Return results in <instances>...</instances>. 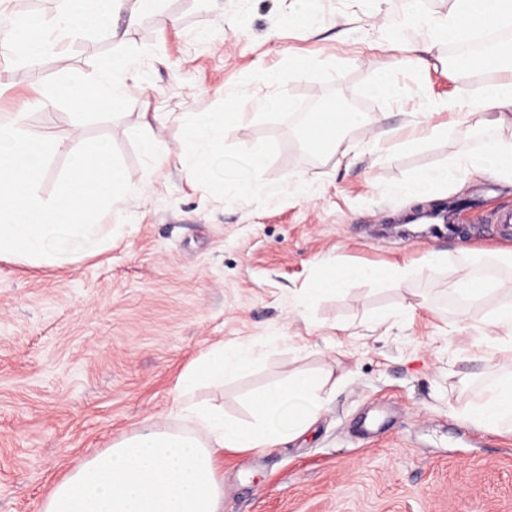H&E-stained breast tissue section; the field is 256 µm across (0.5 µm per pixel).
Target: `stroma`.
I'll use <instances>...</instances> for the list:
<instances>
[{"label": "stroma", "instance_id": "obj_1", "mask_svg": "<svg viewBox=\"0 0 512 512\" xmlns=\"http://www.w3.org/2000/svg\"><path fill=\"white\" fill-rule=\"evenodd\" d=\"M291 0H163L114 38L62 36L38 64L0 53V124L62 143L39 186L48 198L86 139L109 137L131 193L103 216L100 253L58 267L0 259V512H41L51 487L83 457L150 424L168 425L179 376L211 346L251 342L265 358L195 398L247 417L250 401L288 377L328 374L336 389L317 420L271 451L224 454V512H512V432L480 431L465 412L512 357L478 359L471 344L496 298L462 309L457 251L512 246L494 221L512 211V186L475 177L435 197L395 195L420 171L455 156L472 119L443 104L480 91L471 73L436 61L409 68L386 43L405 0H318L320 21L290 22ZM131 56L144 78L122 105L88 113L66 98L36 99L64 74L96 77ZM290 56L344 63L340 93L371 113L344 137L348 156L306 157L290 124L257 122L271 92L248 84L229 143L271 136L279 150L265 182L311 191L257 207L214 198L185 166L181 116L220 102L243 77ZM393 89L369 92L375 69ZM448 134L405 145L417 121ZM149 125L167 147L151 166L131 128ZM379 141L386 157L369 147ZM448 263L425 268L430 252ZM335 265L409 266L412 278L365 280L314 299L302 291Z\"/></svg>", "mask_w": 512, "mask_h": 512}]
</instances>
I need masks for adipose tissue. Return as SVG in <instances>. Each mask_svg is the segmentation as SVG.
<instances>
[{
	"label": "adipose tissue",
	"mask_w": 512,
	"mask_h": 512,
	"mask_svg": "<svg viewBox=\"0 0 512 512\" xmlns=\"http://www.w3.org/2000/svg\"><path fill=\"white\" fill-rule=\"evenodd\" d=\"M53 18L40 25L19 19L17 39L7 49L33 64L56 47L51 31L73 35L93 28L108 35L112 14L122 0H59ZM484 29H512V0H452L444 15H426L417 0L388 32L403 44L407 62L428 68L448 43L469 41ZM468 65L496 73L497 79L476 96L448 100V111H469L478 127L512 126V40L496 42ZM133 58L102 64L98 77L68 79L44 95L45 102L67 97L96 111H108L122 101L124 81L138 75ZM475 176H489L512 184V137H487L479 149L462 145L444 167L422 172L402 187V194L428 196ZM473 254L465 251L459 262L456 290L466 307L497 297L487 327L474 337L477 352H512V295L500 296L496 280L474 273ZM247 344L211 348L179 378L170 409L175 426L151 425L113 442L108 448L79 460L55 483L42 512H223L224 482L219 476L225 450L274 449L285 438L302 434L318 417L331 389L327 378H296L252 402V420L239 422L223 408L191 399L200 384L223 387L243 368L258 359ZM469 423L489 432L512 430V373L499 377L480 402L466 413Z\"/></svg>",
	"instance_id": "ef3b65f1"
}]
</instances>
